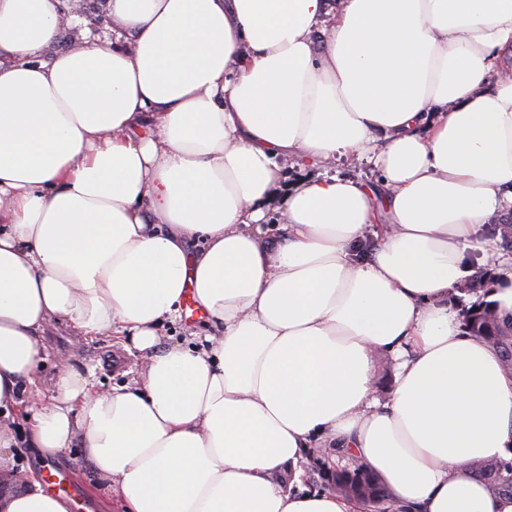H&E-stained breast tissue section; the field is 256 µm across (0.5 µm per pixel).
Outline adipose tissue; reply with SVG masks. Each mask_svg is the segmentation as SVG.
<instances>
[{"label":"adipose tissue","mask_w":512,"mask_h":512,"mask_svg":"<svg viewBox=\"0 0 512 512\" xmlns=\"http://www.w3.org/2000/svg\"><path fill=\"white\" fill-rule=\"evenodd\" d=\"M62 5L0 0V471L23 404L125 512H381L286 489L313 448L399 512H512L472 468L512 456V370L448 299L477 262L512 316L482 233L512 212V0H107L111 40L66 47ZM344 158L378 184L323 175ZM189 292L217 335L161 344ZM56 322L130 340L139 381L64 365L25 404ZM69 510L33 474L0 500Z\"/></svg>","instance_id":"1"}]
</instances>
